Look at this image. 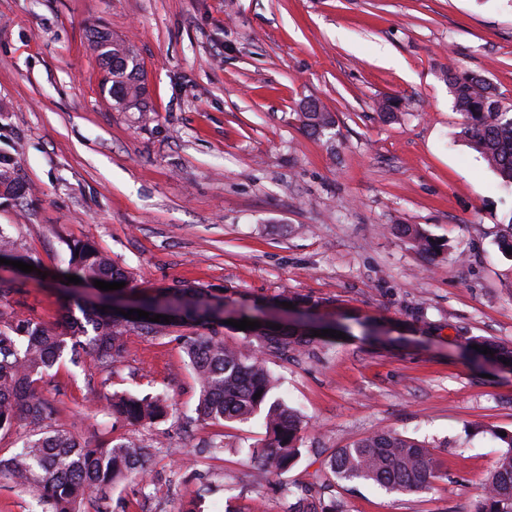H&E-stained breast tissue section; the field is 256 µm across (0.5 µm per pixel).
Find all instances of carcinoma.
Segmentation results:
<instances>
[{
  "label": "carcinoma",
  "instance_id": "1",
  "mask_svg": "<svg viewBox=\"0 0 512 512\" xmlns=\"http://www.w3.org/2000/svg\"><path fill=\"white\" fill-rule=\"evenodd\" d=\"M93 51L105 72L103 85L125 110L144 111L145 84L133 46L102 30L90 34ZM453 106L465 123L459 136L478 152L498 178L501 189L512 191V107H504L482 76L450 71L446 77ZM301 119L314 133L334 125L333 117L315 102L303 105ZM0 187L4 196H17L22 188L13 177L10 160L0 157ZM69 259L61 275H76L84 282L128 281L127 272L92 243L68 244ZM0 258L32 263L19 253L11 237L0 233ZM178 288L144 295L147 309L164 305L178 320L152 326L139 325L117 311L109 301L74 300L82 314L67 316L68 332L31 319H17L0 328V430L22 422L28 429L23 447L0 456V474L32 493L42 512H85L89 501L103 499V492L135 476L142 488L154 486L146 462L158 442L125 438L93 443L74 431L50 429V401L37 387L49 371L68 360L88 356L103 370L121 362L124 337L132 331L142 336H164L173 326L190 327L185 349L199 388L198 413L214 424L243 422L265 411L266 440L258 453L257 483L284 472L300 456L301 417L286 402L272 399L277 384L266 368L267 356L293 359L318 341L305 329L285 326L279 330L262 322L245 331L241 348L224 344V298L196 289ZM486 346L502 362L512 364V347L493 345L478 338L467 347L472 360L484 359ZM261 396H256V393ZM112 415L142 428L169 416L167 400L160 394L112 395ZM506 444L490 472L474 512H512V432L500 437ZM329 469L341 482H372L388 490L407 493L423 489L433 477L430 452L423 442L395 431H378L334 451ZM288 512H338L330 485L307 487L296 495Z\"/></svg>",
  "mask_w": 512,
  "mask_h": 512
}]
</instances>
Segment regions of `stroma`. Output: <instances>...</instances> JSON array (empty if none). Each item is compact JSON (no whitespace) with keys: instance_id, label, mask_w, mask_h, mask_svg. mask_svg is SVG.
Instances as JSON below:
<instances>
[{"instance_id":"1","label":"stroma","mask_w":512,"mask_h":512,"mask_svg":"<svg viewBox=\"0 0 512 512\" xmlns=\"http://www.w3.org/2000/svg\"><path fill=\"white\" fill-rule=\"evenodd\" d=\"M93 28L132 44L147 111L103 90ZM462 69L512 106V0H0V155L27 189L0 198V231L45 274L14 279L0 312L62 326L70 240L107 253L134 296L204 289L236 309L302 297L355 333L267 360L303 420L282 482L331 483L335 449L396 431L430 446L431 484L334 485L342 512H474L501 452L492 433L512 432V372L472 364L464 346H512V257L498 246L512 195L452 138L463 117L446 75ZM308 100L332 112L330 130L303 128ZM186 333L129 334L109 371L55 368L38 387L50 426L160 441L156 496L125 480L110 512H186L206 482L205 512L228 498L236 512H288L253 482L262 418L198 421ZM122 391L165 393L176 414L148 430L113 424L108 399ZM218 431L222 453L197 465Z\"/></svg>"}]
</instances>
